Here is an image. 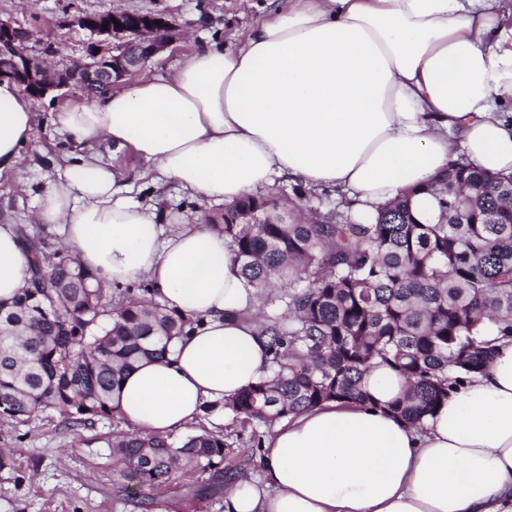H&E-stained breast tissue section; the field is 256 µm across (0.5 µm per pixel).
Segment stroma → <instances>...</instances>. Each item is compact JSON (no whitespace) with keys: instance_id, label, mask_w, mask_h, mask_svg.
I'll list each match as a JSON object with an SVG mask.
<instances>
[{"instance_id":"stroma-1","label":"stroma","mask_w":512,"mask_h":512,"mask_svg":"<svg viewBox=\"0 0 512 512\" xmlns=\"http://www.w3.org/2000/svg\"><path fill=\"white\" fill-rule=\"evenodd\" d=\"M269 9L268 0H0V19L30 30L32 54L45 56L49 66L63 67L84 60L91 41L89 32L70 25L71 16L110 10L163 15L182 38L148 61L143 73L164 76L202 40L239 44ZM57 106L49 97L35 103L36 125L21 150L19 168L0 175V216L35 234L50 251L61 240L34 223L32 213L56 174V162L80 152L52 125ZM125 163L136 178V198L155 199L159 211L189 218L218 211V204L200 203L171 183L154 190L141 176L144 162L129 156ZM122 427V420L110 418L72 430L54 411L36 413L22 424L0 423V448L13 458L11 468L0 470V512H137L116 501L117 463L106 445L107 437Z\"/></svg>"}]
</instances>
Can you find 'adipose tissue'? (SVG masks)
<instances>
[{"mask_svg": "<svg viewBox=\"0 0 512 512\" xmlns=\"http://www.w3.org/2000/svg\"><path fill=\"white\" fill-rule=\"evenodd\" d=\"M56 129L84 153L59 166L35 223L60 230L111 288L145 280L192 320L162 358L141 361L113 405L166 434L259 382L269 339L244 319L256 299L223 233L163 235L134 196L120 152L202 202L233 205L276 181L346 195L359 223L433 181L458 156L512 174V28L502 0H288L236 48L198 45L167 77L72 100ZM31 99L0 81V173L32 136ZM116 156L94 152L99 140ZM31 253L0 218V302L30 277ZM371 402H329L278 424L260 479L224 492V512H512V343L418 431L387 410L405 382L380 366Z\"/></svg>", "mask_w": 512, "mask_h": 512, "instance_id": "adipose-tissue-1", "label": "adipose tissue"}]
</instances>
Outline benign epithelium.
Masks as SVG:
<instances>
[{"instance_id":"obj_1","label":"benign epithelium","mask_w":512,"mask_h":512,"mask_svg":"<svg viewBox=\"0 0 512 512\" xmlns=\"http://www.w3.org/2000/svg\"><path fill=\"white\" fill-rule=\"evenodd\" d=\"M123 17L113 11L72 16L69 23L88 31L93 41L87 61L62 69L50 68L44 58L29 53V31L0 20V80L16 83L36 99L72 86L86 92L99 84L120 82L179 39V30L162 15L137 14L131 25Z\"/></svg>"}]
</instances>
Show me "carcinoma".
Returning <instances> with one entry per match:
<instances>
[{
  "mask_svg": "<svg viewBox=\"0 0 512 512\" xmlns=\"http://www.w3.org/2000/svg\"><path fill=\"white\" fill-rule=\"evenodd\" d=\"M422 191L434 200L433 217L404 194L381 206L374 224L355 223L345 198L304 221L299 195L262 194L207 218L262 305L284 307L257 318L272 376L224 403L256 447L302 411L370 401L364 378L378 366L405 379L391 411L421 430L451 390L487 368L495 343L512 340V176L460 157ZM244 208L286 214L288 223L239 224ZM26 243L43 287L29 280L0 303V422L46 410L85 427L115 416L112 397L126 373L163 356L191 321L156 300L147 282L112 294L67 249ZM107 446L120 463L121 500L144 512L184 468L198 473L192 492L202 497L257 465L204 427L183 437L120 431Z\"/></svg>",
  "mask_w": 512,
  "mask_h": 512,
  "instance_id": "cac0c4a2",
  "label": "carcinoma"
}]
</instances>
